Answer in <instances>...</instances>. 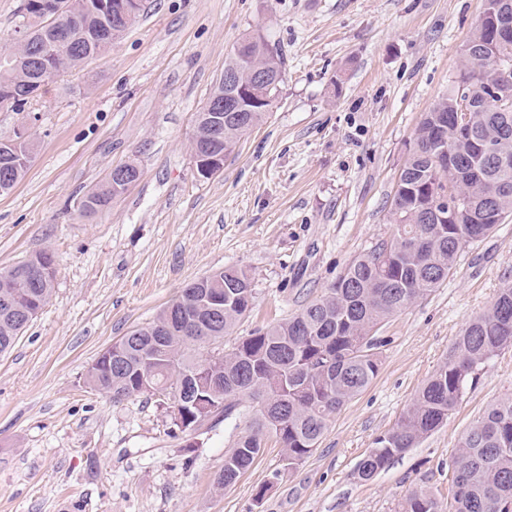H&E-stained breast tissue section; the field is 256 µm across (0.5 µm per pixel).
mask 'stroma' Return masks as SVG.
<instances>
[{"mask_svg": "<svg viewBox=\"0 0 512 512\" xmlns=\"http://www.w3.org/2000/svg\"><path fill=\"white\" fill-rule=\"evenodd\" d=\"M484 0H145L139 20L25 111L0 110V139L33 133L26 177L0 196V267L51 252V299L0 354V512H394L419 486L448 494V465L491 404L512 394L502 349L437 430L369 481L356 470L456 337L512 282V216L465 247L448 279L379 331L377 377L318 448L285 469L267 442L238 481L216 485L245 419L185 448L156 400L122 402L87 373L190 282L225 267L256 298L225 349L322 296L393 232V188L424 115L458 76ZM282 50L263 121L201 178L197 112L244 37ZM140 177L92 217L80 203L113 167Z\"/></svg>", "mask_w": 512, "mask_h": 512, "instance_id": "35a3bbf8", "label": "stroma"}]
</instances>
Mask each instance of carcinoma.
<instances>
[{
  "instance_id": "1",
  "label": "carcinoma",
  "mask_w": 512,
  "mask_h": 512,
  "mask_svg": "<svg viewBox=\"0 0 512 512\" xmlns=\"http://www.w3.org/2000/svg\"><path fill=\"white\" fill-rule=\"evenodd\" d=\"M75 13L59 29L41 27L51 0H22L17 29L33 37L0 59V103L26 97L35 87L86 65L107 52L134 25L139 0H73ZM468 56L448 94L420 122L392 199L396 238L356 257L324 295L293 316L258 330L226 351L220 348L251 310L255 288L243 269L227 267L202 277L145 326L120 339L112 370L93 367L88 384L120 402L144 395L171 408L195 394L183 419L211 429L245 417L248 429L224 455L216 484L234 485L255 462L266 440L275 439L285 466L308 457L342 408L377 376L383 323L440 287L463 248L481 241L512 215V110L489 98L484 84L497 74L512 77V39L479 24ZM281 50L250 36L224 61V78L209 100L219 105L238 95L242 117L224 114V153L270 110L282 82ZM467 90L481 103L470 129L454 123V105ZM31 135L0 142V195L25 177ZM213 145L206 112L196 115L191 155ZM506 157L504 165L500 158ZM126 188L112 172L81 201V211H101ZM0 268V353L10 350L29 324L24 310L45 306L54 288L55 261L40 252ZM31 276L24 277L26 270ZM512 346V283L492 306L470 319L452 354L424 384L396 428L376 439L361 460L358 479L368 481L448 419L479 372ZM448 499L425 487L412 490L396 512H512V395L492 404L470 427L454 457Z\"/></svg>"
}]
</instances>
